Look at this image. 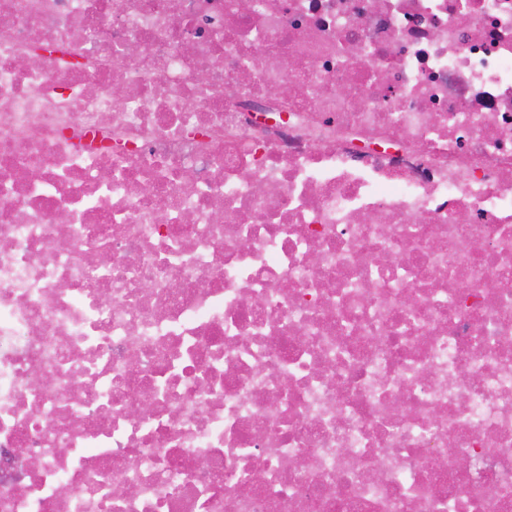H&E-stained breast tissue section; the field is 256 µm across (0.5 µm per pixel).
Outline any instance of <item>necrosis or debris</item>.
<instances>
[{
  "label": "necrosis or debris",
  "instance_id": "necrosis-or-debris-1",
  "mask_svg": "<svg viewBox=\"0 0 512 512\" xmlns=\"http://www.w3.org/2000/svg\"><path fill=\"white\" fill-rule=\"evenodd\" d=\"M0 512H512V0H0Z\"/></svg>",
  "mask_w": 512,
  "mask_h": 512
}]
</instances>
